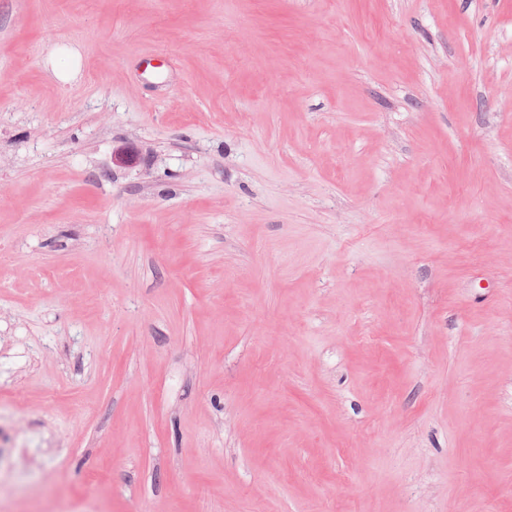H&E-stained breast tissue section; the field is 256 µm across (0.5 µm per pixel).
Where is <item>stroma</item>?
I'll return each mask as SVG.
<instances>
[{"mask_svg": "<svg viewBox=\"0 0 512 512\" xmlns=\"http://www.w3.org/2000/svg\"><path fill=\"white\" fill-rule=\"evenodd\" d=\"M0 512H512V0H0Z\"/></svg>", "mask_w": 512, "mask_h": 512, "instance_id": "obj_1", "label": "stroma"}]
</instances>
